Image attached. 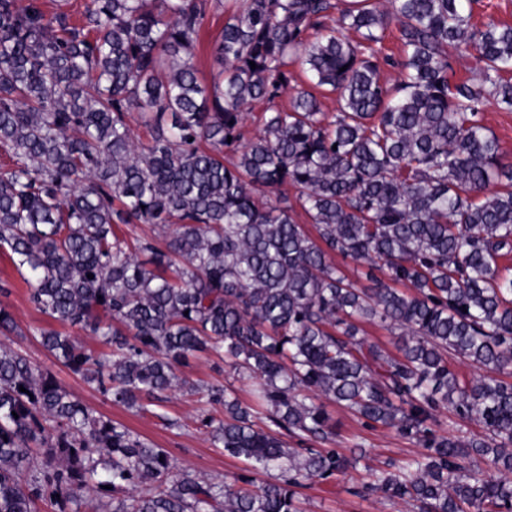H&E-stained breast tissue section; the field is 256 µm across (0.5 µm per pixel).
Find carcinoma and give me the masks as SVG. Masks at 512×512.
<instances>
[{
    "mask_svg": "<svg viewBox=\"0 0 512 512\" xmlns=\"http://www.w3.org/2000/svg\"><path fill=\"white\" fill-rule=\"evenodd\" d=\"M467 2L88 0L76 23L61 6L0 0V249L38 311L109 352L55 329L37 330L40 343L137 410L187 385L176 367L190 356L224 353L257 380L254 403L211 387L224 417L202 425L214 447L278 471L216 481L179 469L0 346V512H305L298 489L354 460L319 396L421 447L350 494L512 512V277L500 265L512 161L481 115L488 98L512 108V25L473 23ZM214 5L230 16L209 86L193 58ZM392 27L397 58L383 52ZM461 45L479 53L477 84L450 75L448 48ZM296 59L338 93L337 112L305 90L271 107ZM257 103L269 107L248 138ZM129 224L172 231L129 240L116 232ZM363 324L396 336L397 353ZM452 357L483 374L461 380ZM443 407L483 434L439 433Z\"/></svg>",
    "mask_w": 512,
    "mask_h": 512,
    "instance_id": "1",
    "label": "carcinoma"
}]
</instances>
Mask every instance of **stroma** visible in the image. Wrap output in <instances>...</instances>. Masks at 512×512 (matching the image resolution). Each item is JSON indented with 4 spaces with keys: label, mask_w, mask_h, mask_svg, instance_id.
I'll return each mask as SVG.
<instances>
[{
    "label": "stroma",
    "mask_w": 512,
    "mask_h": 512,
    "mask_svg": "<svg viewBox=\"0 0 512 512\" xmlns=\"http://www.w3.org/2000/svg\"><path fill=\"white\" fill-rule=\"evenodd\" d=\"M226 15L210 12L200 34L195 51V64L204 80H211L219 67L215 61L214 45L223 28ZM7 283L9 293L0 297L8 306L20 329L8 336L7 342L24 351L28 357L49 369L57 379L96 413L123 423L138 435L165 449L178 467H187L207 478H221L243 473L244 461L226 455L223 449L213 447L200 425L203 415L223 416L224 409L209 404L205 391L211 387L230 386L242 403H249L253 380L234 376L232 370L218 357L200 353L179 368L178 374L188 383L187 388L172 392L164 401H145L142 411L136 412L113 404L95 386L58 364L35 336V329L55 328V321L38 311L29 301V290L21 275L4 252L0 251V283ZM325 408L336 424L337 447L340 452L362 446L364 458L345 478L315 482L304 489L308 512H406L400 506H391L371 498L350 494L351 486L368 481L370 469L384 462L401 461L416 452L417 447L393 431L369 427L335 402H326Z\"/></svg>",
    "instance_id": "stroma-1"
}]
</instances>
